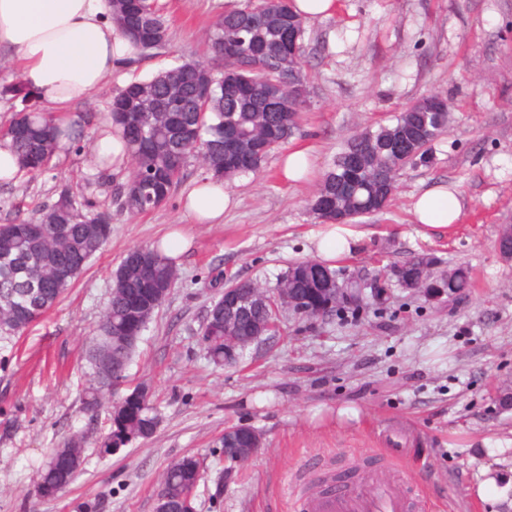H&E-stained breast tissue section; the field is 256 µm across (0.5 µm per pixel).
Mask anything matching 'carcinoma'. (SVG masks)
Here are the masks:
<instances>
[{
	"mask_svg": "<svg viewBox=\"0 0 512 512\" xmlns=\"http://www.w3.org/2000/svg\"><path fill=\"white\" fill-rule=\"evenodd\" d=\"M142 25L125 32L141 59L162 48L169 35L167 19L157 0H140ZM306 27L289 6V0H247L220 16L208 32L210 48L222 61L220 75L194 60L162 71L148 80H135L112 95L108 112L122 129L131 155V172L119 187L122 207L136 213L153 211L171 198L188 165L213 143L224 147L209 152L202 173L230 181L239 174L256 172L275 149L295 134L306 102L302 73ZM277 81L284 86L283 107L272 112L264 86ZM177 95L180 112H162L164 99ZM15 113L3 137L12 142L21 169L45 172L53 167L55 141L61 134L57 116L37 110ZM448 101L439 93L423 97V109L402 112L391 125L352 136L322 176L316 198L337 217L349 221L387 208L394 196L393 166L427 159L431 144L448 131ZM30 123L28 137H15L17 120ZM63 185L58 200L45 207L36 220L0 224V335L23 333L60 301L83 272L88 261L112 235V213L88 210ZM436 261L417 256L402 267L423 275L436 291L464 293L472 286L470 272L457 267L450 275L434 272ZM178 280L173 260L158 249L141 247L122 260L112 276L109 305L90 350L94 383L85 399L93 412L99 393L125 380L141 331L168 297ZM283 284L302 297L327 285L326 271L306 262L284 273ZM223 299L209 310L202 341L209 358L224 363V336L246 338L263 324L272 331L278 317L259 303L249 314L224 319ZM111 431L102 444L118 439L130 444L153 435L158 419L150 398L118 399L112 405ZM63 452L83 459L82 438L73 435L50 456ZM187 457L171 463L160 475L159 492L169 512H185L187 496L195 484V470Z\"/></svg>",
	"mask_w": 512,
	"mask_h": 512,
	"instance_id": "carcinoma-1",
	"label": "carcinoma"
}]
</instances>
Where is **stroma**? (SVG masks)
Instances as JSON below:
<instances>
[{"instance_id": "1", "label": "stroma", "mask_w": 512, "mask_h": 512, "mask_svg": "<svg viewBox=\"0 0 512 512\" xmlns=\"http://www.w3.org/2000/svg\"><path fill=\"white\" fill-rule=\"evenodd\" d=\"M241 0H158L169 40L152 57L119 68L77 104L87 135L108 120L113 90L191 60L212 57L207 33ZM306 108L293 143L314 151L315 172L331 167L346 142L392 124L412 101L446 94L450 123L428 163L407 166L390 206L356 218L355 252L337 260L340 277L368 284L421 253L436 271L461 265L473 286L457 298L389 281L382 297L364 292L357 308L310 318L290 310L276 331L232 366L214 365L202 326L225 286H275L289 266L314 259L321 224L310 210L315 180L291 184L280 152L263 169L236 177L220 224H195L181 198L202 172L188 167L169 202L131 213L114 192L124 174L101 178L90 148L59 151L52 170L0 182V224L32 218L80 183L95 209L112 213V237L61 301L22 335L0 337V512H154L158 479L171 462L199 458L197 512H301L317 472L355 467L416 490L425 512H512V408L498 396L512 384V261L498 250L512 224V0H339L336 15L305 23ZM457 188L467 206L457 224L428 231L411 199L434 184ZM183 225L189 245L179 278L143 331L120 390L95 413L83 409L92 374L86 353L105 311L112 274L126 253ZM147 387L155 433L114 454L111 431L121 393ZM262 438L246 463L226 461V429ZM83 437L84 462L63 493L39 497L48 452ZM498 498L482 500L485 470Z\"/></svg>"}]
</instances>
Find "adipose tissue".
I'll return each mask as SVG.
<instances>
[{
	"label": "adipose tissue",
	"instance_id": "1",
	"mask_svg": "<svg viewBox=\"0 0 512 512\" xmlns=\"http://www.w3.org/2000/svg\"><path fill=\"white\" fill-rule=\"evenodd\" d=\"M11 51L22 77L42 106L77 120L75 104L87 99L132 55L123 33L110 17L108 0H0V48ZM93 151L102 168L121 172L128 150L111 124L98 128ZM231 196L223 182L208 178L183 199L184 210L198 224H220ZM465 201L442 184L420 193L412 203L415 223L429 229L459 221ZM357 242L344 224H326L314 236L316 256L333 263Z\"/></svg>",
	"mask_w": 512,
	"mask_h": 512
}]
</instances>
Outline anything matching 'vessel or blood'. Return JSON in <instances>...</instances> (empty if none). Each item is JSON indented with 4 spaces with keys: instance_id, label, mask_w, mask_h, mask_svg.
Listing matches in <instances>:
<instances>
[{
    "instance_id": "b4317fda",
    "label": "vessel or blood",
    "mask_w": 512,
    "mask_h": 512,
    "mask_svg": "<svg viewBox=\"0 0 512 512\" xmlns=\"http://www.w3.org/2000/svg\"><path fill=\"white\" fill-rule=\"evenodd\" d=\"M305 512H407L405 493L390 482L375 478L368 482H349L333 493L308 499Z\"/></svg>"
}]
</instances>
